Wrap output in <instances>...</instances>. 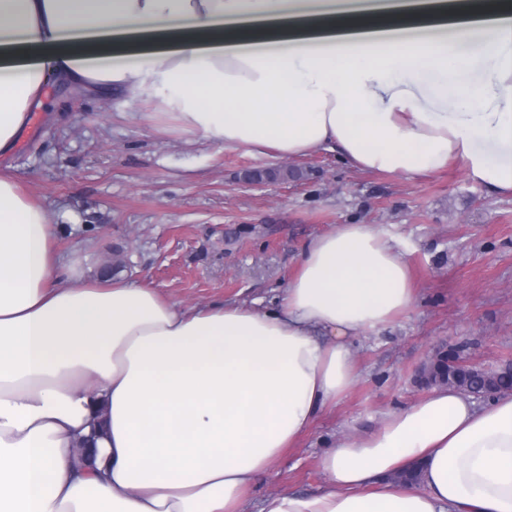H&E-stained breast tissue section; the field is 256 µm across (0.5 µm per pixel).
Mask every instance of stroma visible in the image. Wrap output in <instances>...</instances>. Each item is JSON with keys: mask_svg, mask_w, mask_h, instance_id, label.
I'll use <instances>...</instances> for the list:
<instances>
[{"mask_svg": "<svg viewBox=\"0 0 512 512\" xmlns=\"http://www.w3.org/2000/svg\"><path fill=\"white\" fill-rule=\"evenodd\" d=\"M51 95L52 111L35 116L0 167L46 209L81 281L98 280L117 255L120 278L184 306L271 308L308 242L339 224L378 226L414 273L413 308L359 337L360 380L248 493L244 512L280 489L321 491L322 452L423 397L416 375L438 348L466 349L489 367L512 359V196L461 163L399 180L334 152L287 159L165 134L124 94L84 96L61 82ZM292 164L301 177L242 180Z\"/></svg>", "mask_w": 512, "mask_h": 512, "instance_id": "obj_1", "label": "stroma"}]
</instances>
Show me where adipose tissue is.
<instances>
[{
	"mask_svg": "<svg viewBox=\"0 0 512 512\" xmlns=\"http://www.w3.org/2000/svg\"><path fill=\"white\" fill-rule=\"evenodd\" d=\"M447 21L430 34L362 0H0V150L64 78L152 104L146 120L188 140L337 151L407 180L459 158L512 195V0ZM74 273L44 207L0 170V512H242L358 381L355 339L415 300L373 224L312 238L277 311L60 285ZM100 420L95 468L77 469L73 445ZM319 467L322 492L276 491L259 512H512V394L434 389Z\"/></svg>",
	"mask_w": 512,
	"mask_h": 512,
	"instance_id": "obj_1",
	"label": "adipose tissue"
}]
</instances>
